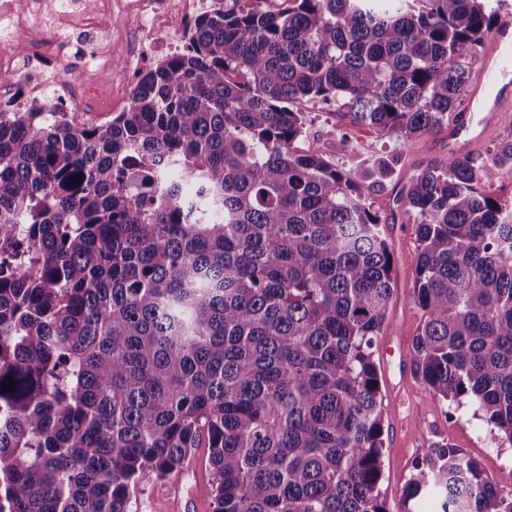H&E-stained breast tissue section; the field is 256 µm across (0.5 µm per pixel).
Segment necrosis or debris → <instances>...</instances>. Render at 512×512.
<instances>
[{
    "instance_id": "necrosis-or-debris-1",
    "label": "necrosis or debris",
    "mask_w": 512,
    "mask_h": 512,
    "mask_svg": "<svg viewBox=\"0 0 512 512\" xmlns=\"http://www.w3.org/2000/svg\"><path fill=\"white\" fill-rule=\"evenodd\" d=\"M112 0H97L95 9L81 8L80 0H0V72L15 76L14 84L0 88V105L15 108L34 94H51L62 110L78 112L84 97L74 91L70 58L81 61L86 73L99 79L112 78V36L103 24L104 8ZM141 28L140 40L148 42L155 56L174 49V24L178 17L193 16L210 8V0H128ZM72 27L90 36L89 41L64 44L62 27ZM28 39L27 58L12 50L18 40Z\"/></svg>"
}]
</instances>
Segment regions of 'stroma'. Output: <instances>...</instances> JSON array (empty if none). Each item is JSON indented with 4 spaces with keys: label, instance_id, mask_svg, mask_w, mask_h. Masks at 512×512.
Returning <instances> with one entry per match:
<instances>
[{
    "label": "stroma",
    "instance_id": "stroma-1",
    "mask_svg": "<svg viewBox=\"0 0 512 512\" xmlns=\"http://www.w3.org/2000/svg\"><path fill=\"white\" fill-rule=\"evenodd\" d=\"M112 51L118 63L113 84L93 86L88 106L94 110L108 104L119 113L128 104L137 67L127 64L129 41L123 32L114 33ZM299 109L305 117L307 136L297 141V148L317 149L339 169H366L381 157L393 162L383 183L367 178L359 184L360 195L372 202L383 218V232L394 252L398 279L377 353L387 446L382 492L391 512H396L419 448L434 441L462 448L477 458L486 472L501 477L504 491H512V480L507 477L512 471V447L499 444L495 431L474 404L465 401L438 406L413 376L406 357L422 316L411 299L417 242L402 191L423 162L450 155L448 130L457 125L458 113H449L446 128L407 140L352 126L342 110L315 101L300 104ZM510 137L512 112L499 113L490 133L474 142L467 155L495 166L492 178L479 182V192L512 205V163L494 162L500 141ZM208 456V448L193 449L181 471L164 480L151 472L140 475L130 490L129 512H212Z\"/></svg>",
    "mask_w": 512,
    "mask_h": 512
}]
</instances>
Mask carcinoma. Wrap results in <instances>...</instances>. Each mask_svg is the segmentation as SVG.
<instances>
[{"mask_svg":"<svg viewBox=\"0 0 512 512\" xmlns=\"http://www.w3.org/2000/svg\"><path fill=\"white\" fill-rule=\"evenodd\" d=\"M490 0H263L204 12L128 107L78 123L0 110V512H128L145 471L210 449L213 512H390L375 360L395 294L382 218L298 105L408 138L457 109ZM490 167L432 158L406 191L414 376L512 446V210ZM16 389L3 391L6 378ZM512 512L449 443L400 512Z\"/></svg>","mask_w":512,"mask_h":512,"instance_id":"carcinoma-1","label":"carcinoma"}]
</instances>
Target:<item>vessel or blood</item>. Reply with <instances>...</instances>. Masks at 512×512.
I'll use <instances>...</instances> for the list:
<instances>
[{
    "mask_svg": "<svg viewBox=\"0 0 512 512\" xmlns=\"http://www.w3.org/2000/svg\"><path fill=\"white\" fill-rule=\"evenodd\" d=\"M512 77V12L504 11L480 55V67L467 94L469 112L494 114L512 110V93L501 84Z\"/></svg>",
    "mask_w": 512,
    "mask_h": 512,
    "instance_id": "1",
    "label": "vessel or blood"
}]
</instances>
